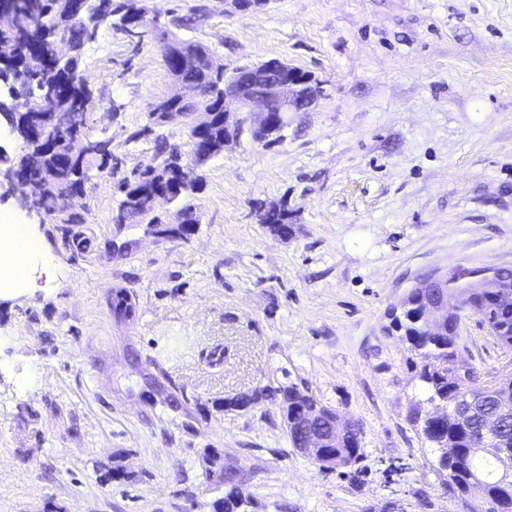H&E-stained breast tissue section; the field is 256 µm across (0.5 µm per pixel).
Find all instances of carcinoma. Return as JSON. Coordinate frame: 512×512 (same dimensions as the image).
<instances>
[{
  "instance_id": "1",
  "label": "carcinoma",
  "mask_w": 512,
  "mask_h": 512,
  "mask_svg": "<svg viewBox=\"0 0 512 512\" xmlns=\"http://www.w3.org/2000/svg\"><path fill=\"white\" fill-rule=\"evenodd\" d=\"M10 8L16 15V24L7 30H0V40L13 44L12 58L0 67V76L15 74L34 43H39L47 63L33 76L20 83L17 93L20 102L36 103L37 110L32 119L20 127L19 133L26 144V151L10 160L12 165H21L28 170V181L32 186L34 200L43 210L55 209V198L46 187L52 176L66 172L73 182L82 186L88 176L80 171L78 164L94 167L107 174L108 158L112 155L109 144L101 142H79L76 146L79 159L71 160L53 147H66L76 138L75 132L53 122L57 112L89 113L93 101L80 67V50L97 38L101 26L108 24L112 15L122 13L121 20L139 13L133 4L112 6V0H11ZM65 36L73 45L74 56L65 65L55 60V34ZM158 40L170 38L183 50L178 63L181 65L182 80L200 87L204 103L216 113L215 123L207 135L200 136L196 144L198 154L178 153L167 138L160 134L156 138L157 155L167 166L169 180L165 188L177 208V231L186 238L195 231L200 216L188 203V199L202 188L203 177L199 167L218 152H205V146L212 143L219 147L224 143V80L227 74H208L197 63L194 55L206 50L200 42L186 41L172 35L166 28L156 33ZM40 94L32 96V89ZM157 177L148 172H135L132 177L121 179L117 190L122 195L113 220L117 224H168L170 220L151 211L150 203ZM291 214L288 208L268 211L261 215V222L270 231L288 234ZM494 287L478 289L474 284H461L454 288L433 291L419 288L408 301V307L399 316L391 318L390 327L402 336L414 352L411 367L420 381L426 395L416 401L410 410V421L423 438L437 453L435 467L447 472L445 484L448 496L460 498L474 492L492 505L490 512H512V487L507 488L499 481L503 466L512 468V432L502 435V453L490 456L478 446L473 438L475 424L465 428L453 417V408L458 395L477 392L485 386L497 390L499 399L512 406V369L507 374L483 372L475 366L464 367L459 360V349L455 324L446 321L437 331L426 329L422 309L426 304L439 299L448 302L450 310H470L478 322L488 328L489 333L506 348L512 349V270H495ZM112 311L122 319L131 316L130 296L117 294L112 299ZM270 397L280 399L282 421L289 424L287 432L292 447L299 446L301 434L297 429L300 418H291L297 410H308L317 414L315 425L330 432V424L339 416L335 407L322 401L307 389L297 384L281 383L274 388L264 386L249 394V405L254 408ZM355 435L332 436L330 447L336 449V467L346 468L360 462L363 456L361 444L364 429L360 422L352 421ZM224 481V512H242L249 504L245 485L255 478V472L246 471L241 475L238 469L226 468L220 471Z\"/></svg>"
}]
</instances>
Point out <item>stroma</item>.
Masks as SVG:
<instances>
[{"label":"stroma","mask_w":512,"mask_h":512,"mask_svg":"<svg viewBox=\"0 0 512 512\" xmlns=\"http://www.w3.org/2000/svg\"><path fill=\"white\" fill-rule=\"evenodd\" d=\"M198 4L205 20L180 38L230 68L288 61L320 96L279 143L245 135L202 167L192 236L114 223L119 178L155 161L147 105L177 91L156 29ZM135 5L136 32L101 28L81 60L86 136L110 141L117 174L71 200L80 223L25 215L58 275L0 298V512H215V454L255 471L247 512H484L432 467L407 418L422 395L411 353L387 326L426 276L512 268V0ZM271 206L288 207V235L261 223ZM117 289L131 318L112 313ZM460 335L481 370L512 361L475 317ZM161 373L186 410L153 394ZM285 378L362 422L363 477L296 453L278 402L225 410Z\"/></svg>","instance_id":"obj_1"}]
</instances>
